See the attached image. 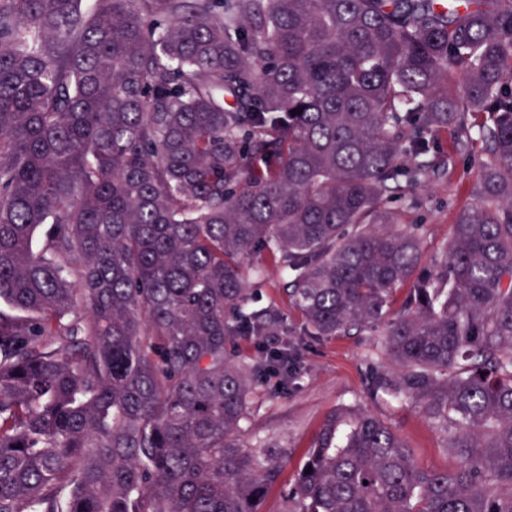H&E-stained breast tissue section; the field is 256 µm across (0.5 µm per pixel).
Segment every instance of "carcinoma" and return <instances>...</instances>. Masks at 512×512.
<instances>
[{"mask_svg":"<svg viewBox=\"0 0 512 512\" xmlns=\"http://www.w3.org/2000/svg\"><path fill=\"white\" fill-rule=\"evenodd\" d=\"M81 2L0 0V512H260L282 455L242 422L298 355L234 351L285 322L258 250L307 335L377 332L371 389L454 429L438 471L332 411L298 512H512V0ZM474 129L423 268L390 202Z\"/></svg>","mask_w":512,"mask_h":512,"instance_id":"1","label":"carcinoma"}]
</instances>
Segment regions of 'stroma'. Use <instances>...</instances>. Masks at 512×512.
Returning <instances> with one entry per match:
<instances>
[{
	"label": "stroma",
	"instance_id": "stroma-1",
	"mask_svg": "<svg viewBox=\"0 0 512 512\" xmlns=\"http://www.w3.org/2000/svg\"><path fill=\"white\" fill-rule=\"evenodd\" d=\"M485 157L482 142H470L466 151L455 156L451 174L430 179L412 199L394 203L402 223L417 226L426 264L442 258L455 213L467 203V189ZM255 260L266 268L262 300L275 303L285 314L288 339L299 351L300 366L288 393H280L276 378L271 377L260 383L249 399L246 444L256 451L276 446L287 453L261 512H295L297 504L288 496L295 475L326 414L342 405L389 423L410 446L419 465L435 470L455 468L457 461L446 450V434L425 418L419 405L391 402L369 391L367 368L384 360L380 336L365 332L322 340L305 335L302 316L284 291L281 270L266 254H257Z\"/></svg>",
	"mask_w": 512,
	"mask_h": 512
}]
</instances>
